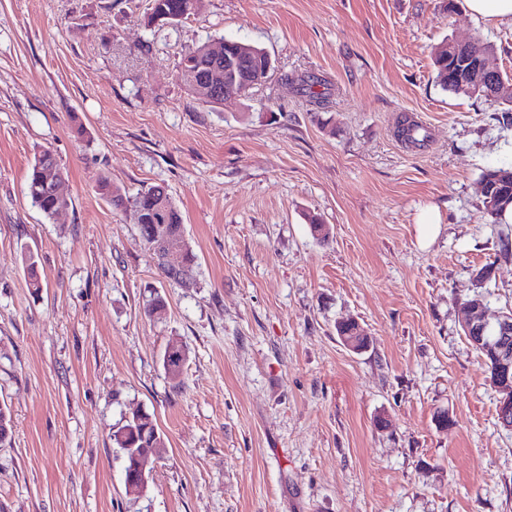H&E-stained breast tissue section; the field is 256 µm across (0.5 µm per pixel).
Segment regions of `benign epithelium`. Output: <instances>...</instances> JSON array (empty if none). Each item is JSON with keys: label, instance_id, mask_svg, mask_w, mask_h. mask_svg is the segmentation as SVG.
Returning <instances> with one entry per match:
<instances>
[{"label": "benign epithelium", "instance_id": "benign-epithelium-1", "mask_svg": "<svg viewBox=\"0 0 512 512\" xmlns=\"http://www.w3.org/2000/svg\"><path fill=\"white\" fill-rule=\"evenodd\" d=\"M448 53L453 55L454 64L449 72V80L455 89L467 94L481 95L492 105L512 102V84L497 75V69L490 65L491 52L481 46V38L473 37L465 42L448 41ZM273 71L270 58L260 65L254 64L247 50L236 55L224 54L213 57L210 71L198 77L192 73L180 75V79L199 84L211 96L226 99L238 97L248 89L262 85ZM44 180L52 185L60 201L59 210L67 209L68 199L61 192L65 177L51 167L44 169ZM151 250L157 251L161 263L167 268L179 272L185 269L182 260L175 256L185 254L184 233L173 237L168 225L159 218L151 221L148 237ZM460 323L468 339L483 345L495 363L496 389L499 393V420L502 426L512 431V315L497 313L494 319H488L487 308L480 301L468 304L459 313ZM353 331L342 336V344L349 350L359 353L371 345V336L356 321L349 322ZM184 349L171 346L166 351L167 374L172 379L180 377ZM156 454L154 448H130L125 459L131 466L124 467V483L130 495L144 494L152 471L147 469L149 458Z\"/></svg>", "mask_w": 512, "mask_h": 512}]
</instances>
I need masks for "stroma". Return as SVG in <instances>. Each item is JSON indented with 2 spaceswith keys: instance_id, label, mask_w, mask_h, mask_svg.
<instances>
[{
  "instance_id": "stroma-1",
  "label": "stroma",
  "mask_w": 512,
  "mask_h": 512,
  "mask_svg": "<svg viewBox=\"0 0 512 512\" xmlns=\"http://www.w3.org/2000/svg\"><path fill=\"white\" fill-rule=\"evenodd\" d=\"M148 8L0 0V512H512V431L458 321L489 262L479 291L512 309V224L489 223L479 191L512 159V127L432 64L443 40L478 35L512 76V26L466 0H202L175 26L147 25ZM223 36L273 71L211 105L178 66ZM308 74L330 104L289 81ZM406 116L423 147L398 138ZM45 148L68 172L51 220L25 193ZM105 177L130 199L167 187L196 287L167 282ZM347 319L368 351L342 344ZM139 408L163 446L135 498L112 433ZM343 323L351 325L353 331L351 336H339L342 344L356 353L366 351L371 345V336L367 331L356 321L346 320Z\"/></svg>"
}]
</instances>
